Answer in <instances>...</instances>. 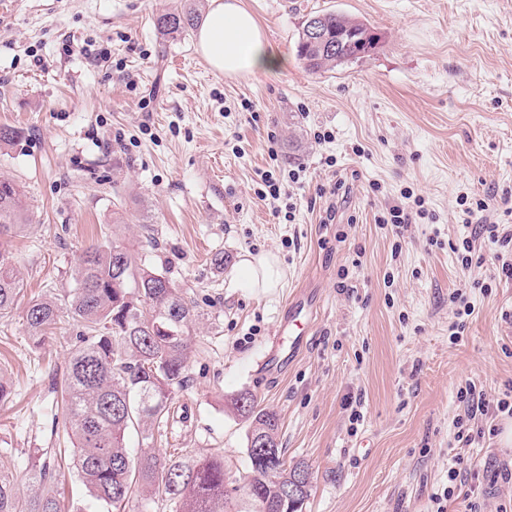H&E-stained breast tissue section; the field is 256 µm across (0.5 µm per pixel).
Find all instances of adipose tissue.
<instances>
[{
    "instance_id": "adipose-tissue-1",
    "label": "adipose tissue",
    "mask_w": 512,
    "mask_h": 512,
    "mask_svg": "<svg viewBox=\"0 0 512 512\" xmlns=\"http://www.w3.org/2000/svg\"><path fill=\"white\" fill-rule=\"evenodd\" d=\"M196 45L208 66L227 77L270 72L284 65L241 0H209Z\"/></svg>"
}]
</instances>
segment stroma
I'll return each mask as SVG.
<instances>
[{
	"label": "stroma",
	"instance_id": "35a3bbf8",
	"mask_svg": "<svg viewBox=\"0 0 512 512\" xmlns=\"http://www.w3.org/2000/svg\"><path fill=\"white\" fill-rule=\"evenodd\" d=\"M242 2L285 68L213 72L194 36L155 25L186 0H0V127L18 133L0 146V176L30 208L29 224L0 239L24 284L0 318V378L13 391L0 402V469L25 498L34 449L72 446L62 388L77 330L64 320L41 342L25 315L30 299L63 295L83 249L110 232L200 313L159 452L223 459L227 481L243 483L248 424L232 399L247 392L277 414L285 463L311 472L302 512H436L458 389L494 398L512 383L501 319L512 280L489 264L462 269L449 248L468 233L461 196L512 189V0ZM330 11L381 40L370 57L312 74L299 31ZM324 130L332 140H316ZM271 146L280 167L302 171L290 222L254 194ZM407 190L428 218L379 224ZM266 254L282 278L262 292L239 267ZM301 287L315 328L266 381L260 363ZM455 293L472 308L456 341ZM54 467L61 512L93 507L71 460Z\"/></svg>",
	"mask_w": 512,
	"mask_h": 512
}]
</instances>
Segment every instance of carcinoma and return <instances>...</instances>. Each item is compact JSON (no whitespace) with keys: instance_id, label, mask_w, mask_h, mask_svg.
<instances>
[{"instance_id":"cac0c4a2","label":"carcinoma","mask_w":512,"mask_h":512,"mask_svg":"<svg viewBox=\"0 0 512 512\" xmlns=\"http://www.w3.org/2000/svg\"><path fill=\"white\" fill-rule=\"evenodd\" d=\"M331 47H312L299 36L297 55L312 74L370 56L364 43L374 29L335 12L315 15ZM198 10L165 12L156 26L166 35H186L197 26ZM29 223L20 185L0 177V238ZM23 282L12 256L0 250V317L11 313ZM67 313L78 328L80 346L68 367L64 408L77 453L75 468L91 497L121 512L139 491L169 502L175 512H233L237 498L245 512H300L310 490V474L298 463L284 468L279 448V418L242 393L233 399L236 411L249 421L248 437H265L274 455L247 448L249 474L241 486L226 483L224 463L187 454L160 456L147 446L131 455L128 431L140 430L144 440L169 415L172 395L186 382L192 339L190 324L198 311L181 288L138 249L107 235L80 258L73 287L53 299L29 302L26 325L43 339ZM301 478L297 498L288 500V481ZM29 481L37 490L23 500L14 482L0 471V512H60L47 466L33 461Z\"/></svg>"}]
</instances>
